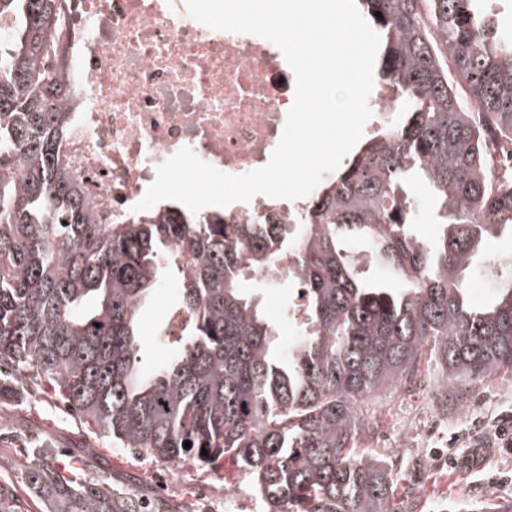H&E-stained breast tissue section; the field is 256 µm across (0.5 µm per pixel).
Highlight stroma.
I'll return each mask as SVG.
<instances>
[{
  "label": "stroma",
  "mask_w": 512,
  "mask_h": 512,
  "mask_svg": "<svg viewBox=\"0 0 512 512\" xmlns=\"http://www.w3.org/2000/svg\"><path fill=\"white\" fill-rule=\"evenodd\" d=\"M512 411V372L485 381L462 402L440 407L430 383L402 386L379 399L363 445L375 455H400V485L411 486L413 512H444L458 502L512 505V451L492 445L488 421ZM45 445L87 460V473H109L113 483L143 497L162 498L169 512H225L224 491L251 492L232 464L221 471L191 461L157 464L104 434L87 430L47 393L0 395V475L16 478L17 449Z\"/></svg>",
  "instance_id": "35a3bbf8"
}]
</instances>
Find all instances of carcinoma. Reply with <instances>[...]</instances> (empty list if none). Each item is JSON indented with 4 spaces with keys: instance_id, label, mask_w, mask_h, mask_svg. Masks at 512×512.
Here are the masks:
<instances>
[{
    "instance_id": "obj_1",
    "label": "carcinoma",
    "mask_w": 512,
    "mask_h": 512,
    "mask_svg": "<svg viewBox=\"0 0 512 512\" xmlns=\"http://www.w3.org/2000/svg\"><path fill=\"white\" fill-rule=\"evenodd\" d=\"M475 4L359 0L380 34L378 82L399 94L398 127L366 140L290 230L184 209L96 223L56 158L71 96L59 0H0L12 21L0 37V150L20 165L0 173V378L50 390L157 463L228 460L269 512H398L394 500L412 494L397 493L398 462L359 447L378 392L425 368L445 398L512 372V261L482 305L465 288L491 243L512 238V176L493 179L486 151L491 133L512 140V40ZM418 182L434 202L426 239ZM290 251L297 261L278 266ZM355 252L389 277L363 275ZM279 277L305 304L286 349L247 287ZM169 278L182 319L149 330L144 314ZM172 336V356L144 365L145 344ZM20 456L0 512H164L103 474L78 476L52 449Z\"/></svg>"
}]
</instances>
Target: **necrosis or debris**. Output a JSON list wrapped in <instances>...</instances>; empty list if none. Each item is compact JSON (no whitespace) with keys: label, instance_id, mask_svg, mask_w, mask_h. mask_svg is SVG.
<instances>
[{"label":"necrosis or debris","instance_id":"4bbe7bcc","mask_svg":"<svg viewBox=\"0 0 512 512\" xmlns=\"http://www.w3.org/2000/svg\"><path fill=\"white\" fill-rule=\"evenodd\" d=\"M68 127L60 166L101 224H125L156 168L191 148L239 175L267 164L294 102L295 76L263 38L218 31L185 0H67ZM305 199L256 196L224 208L228 224L307 221Z\"/></svg>","mask_w":512,"mask_h":512}]
</instances>
